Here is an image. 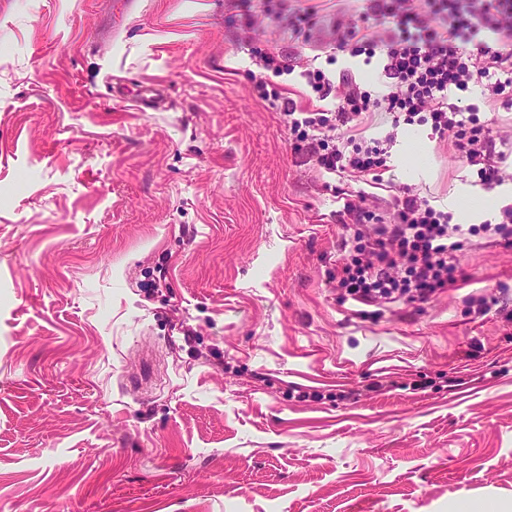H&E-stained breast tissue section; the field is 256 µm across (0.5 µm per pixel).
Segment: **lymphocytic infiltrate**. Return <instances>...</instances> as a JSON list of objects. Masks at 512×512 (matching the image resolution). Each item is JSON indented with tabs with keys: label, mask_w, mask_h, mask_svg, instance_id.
<instances>
[{
	"label": "lymphocytic infiltrate",
	"mask_w": 512,
	"mask_h": 512,
	"mask_svg": "<svg viewBox=\"0 0 512 512\" xmlns=\"http://www.w3.org/2000/svg\"><path fill=\"white\" fill-rule=\"evenodd\" d=\"M390 18L393 32L377 37L370 20ZM487 33L512 35V0H371L368 12L349 21L336 51L382 53L389 91L379 98L348 85L332 109L296 111L284 107L291 131L302 132L317 166L330 173L359 177L385 170L388 151L376 146L326 149L325 133L363 113L382 108L393 120H420L436 134L452 133L485 188L503 182L495 164L496 140L477 106L460 109L448 101L449 89L482 87L486 101L512 106V53L484 41ZM356 223L373 227L355 253L345 255L336 271V287L364 305L395 301L414 293L429 298L455 283L448 256L461 248L460 225L429 201L406 194L396 202L393 222L372 219L362 207L347 204Z\"/></svg>",
	"instance_id": "f902f5d3"
}]
</instances>
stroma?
Masks as SVG:
<instances>
[{
	"mask_svg": "<svg viewBox=\"0 0 512 512\" xmlns=\"http://www.w3.org/2000/svg\"><path fill=\"white\" fill-rule=\"evenodd\" d=\"M367 6L0 0V512H512V244L468 237L426 301L335 288L346 202L512 205V108L448 93L507 140L494 189L380 110L335 132L390 140L380 179L324 172L283 104L334 107L307 70L386 93L382 57L329 53ZM253 56L264 69H273L277 74H291L294 71L293 59L291 56L268 50H252Z\"/></svg>",
	"mask_w": 512,
	"mask_h": 512,
	"instance_id": "obj_1",
	"label": "stroma"
}]
</instances>
